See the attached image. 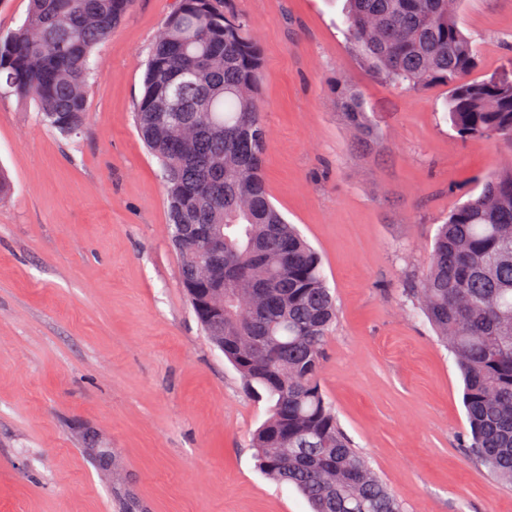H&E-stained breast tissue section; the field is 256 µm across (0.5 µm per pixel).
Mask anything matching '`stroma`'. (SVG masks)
I'll return each mask as SVG.
<instances>
[{"mask_svg":"<svg viewBox=\"0 0 512 512\" xmlns=\"http://www.w3.org/2000/svg\"><path fill=\"white\" fill-rule=\"evenodd\" d=\"M177 0H135L97 49L84 129L65 139L0 95V512H309L250 446L265 420L179 284L157 160L134 125L149 48ZM263 50L271 201L324 259L339 310L321 384L406 512H512L461 446L459 370L405 290L438 224L505 141L458 137L448 89L392 87L342 32L344 0H224ZM478 76L512 69V0H462ZM352 85L380 148L357 149ZM332 93L343 121L355 134L356 145L361 148L377 147L378 133L362 96L357 90L344 85L335 86Z\"/></svg>","mask_w":512,"mask_h":512,"instance_id":"obj_1","label":"stroma"}]
</instances>
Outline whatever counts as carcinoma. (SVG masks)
Listing matches in <instances>:
<instances>
[{
    "instance_id": "obj_1",
    "label": "carcinoma",
    "mask_w": 512,
    "mask_h": 512,
    "mask_svg": "<svg viewBox=\"0 0 512 512\" xmlns=\"http://www.w3.org/2000/svg\"><path fill=\"white\" fill-rule=\"evenodd\" d=\"M0 36V92L32 101L60 136L78 134L98 46L134 0H30ZM223 0H179L150 49L134 114L157 158L170 223L224 235V279L208 255L173 240L182 288L205 332L224 324V357L266 419L252 434L261 469L288 483L310 512H405L344 433L320 384L336 305L324 261L270 200L258 98L263 51ZM460 0H347L345 34L367 67L395 86L448 87L444 120L461 138L512 144V74L478 80V54L458 22ZM62 30L65 50L51 40ZM180 93L184 123L161 102ZM361 148L378 133L357 90L333 88ZM407 296L454 355L464 385L468 452L512 486V163L487 176L438 228Z\"/></svg>"
}]
</instances>
